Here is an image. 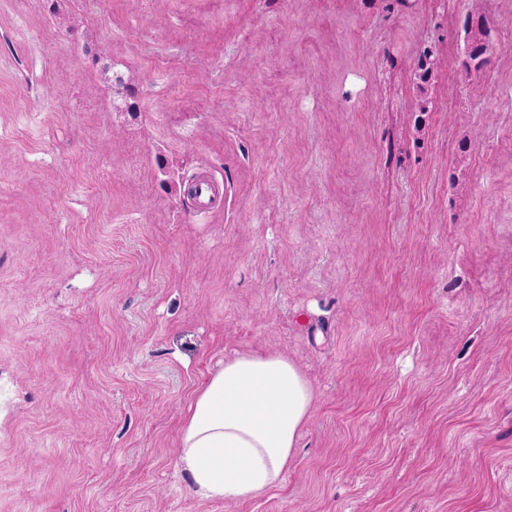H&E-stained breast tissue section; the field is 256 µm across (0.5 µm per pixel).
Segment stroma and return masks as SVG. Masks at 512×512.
I'll list each match as a JSON object with an SVG mask.
<instances>
[{
  "instance_id": "1",
  "label": "stroma",
  "mask_w": 512,
  "mask_h": 512,
  "mask_svg": "<svg viewBox=\"0 0 512 512\" xmlns=\"http://www.w3.org/2000/svg\"><path fill=\"white\" fill-rule=\"evenodd\" d=\"M242 349L312 418L203 501L179 428ZM0 512H512V0H0ZM464 60L467 70H480L486 63V53L491 43V27L488 19L481 16H468L463 24Z\"/></svg>"
}]
</instances>
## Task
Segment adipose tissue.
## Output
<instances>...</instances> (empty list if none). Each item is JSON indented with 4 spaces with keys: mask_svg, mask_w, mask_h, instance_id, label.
Wrapping results in <instances>:
<instances>
[{
    "mask_svg": "<svg viewBox=\"0 0 512 512\" xmlns=\"http://www.w3.org/2000/svg\"><path fill=\"white\" fill-rule=\"evenodd\" d=\"M316 400L285 354L237 352L210 371L179 430L177 469L203 500L253 501L282 485Z\"/></svg>",
    "mask_w": 512,
    "mask_h": 512,
    "instance_id": "obj_1",
    "label": "adipose tissue"
}]
</instances>
